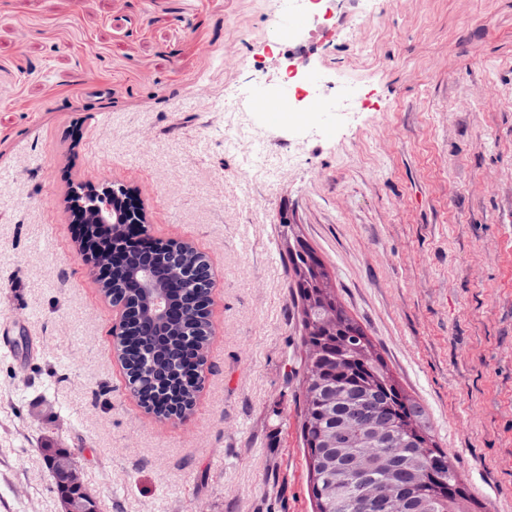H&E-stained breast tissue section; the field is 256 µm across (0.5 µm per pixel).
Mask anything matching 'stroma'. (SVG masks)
<instances>
[{"label": "stroma", "instance_id": "1", "mask_svg": "<svg viewBox=\"0 0 512 512\" xmlns=\"http://www.w3.org/2000/svg\"><path fill=\"white\" fill-rule=\"evenodd\" d=\"M272 3L0 0V512H63L48 446L98 512H313L281 255L297 238L475 500L512 512V0H291L278 46ZM291 69L328 111L230 106ZM73 182L136 192L155 237L208 258L186 419L128 386Z\"/></svg>", "mask_w": 512, "mask_h": 512}]
</instances>
